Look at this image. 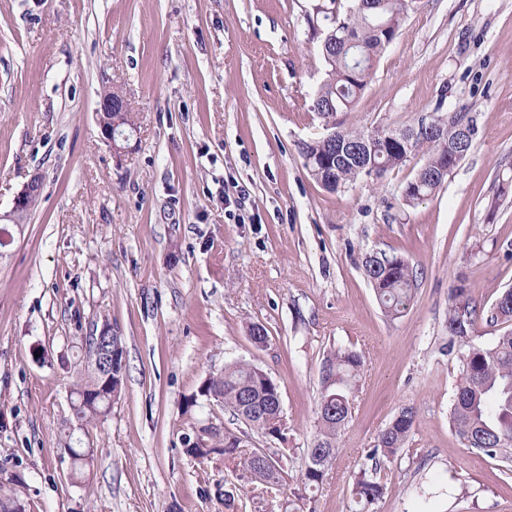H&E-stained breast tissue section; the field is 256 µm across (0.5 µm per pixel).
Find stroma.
Instances as JSON below:
<instances>
[{"label":"stroma","instance_id":"35a3bbf8","mask_svg":"<svg viewBox=\"0 0 512 512\" xmlns=\"http://www.w3.org/2000/svg\"><path fill=\"white\" fill-rule=\"evenodd\" d=\"M319 0H0V214L32 175L42 197L0 247V497L27 512H281L317 430L322 360L365 358L352 418L303 512H350L353 471L401 408L404 451L378 512H512V470L451 432L459 361L452 289L487 308L512 288V0H415L341 129L401 128L465 112L474 146L425 200L402 190L415 155L335 192L301 143L325 134ZM123 94L136 136L114 152L95 108ZM419 271L403 316L381 311L362 261ZM111 323L126 374L107 416L80 426L71 391L82 338ZM268 333L252 343L249 327ZM43 350L36 359L35 350ZM244 360L278 385L281 487L252 498L222 451L185 453L240 424L201 396ZM89 448V476L66 454ZM232 491L233 508L220 493Z\"/></svg>","mask_w":512,"mask_h":512}]
</instances>
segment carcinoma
I'll list each match as a JSON object with an SVG mask.
<instances>
[{
  "label": "carcinoma",
  "mask_w": 512,
  "mask_h": 512,
  "mask_svg": "<svg viewBox=\"0 0 512 512\" xmlns=\"http://www.w3.org/2000/svg\"><path fill=\"white\" fill-rule=\"evenodd\" d=\"M414 0H352L349 9L334 17L335 39L324 42L322 56L325 80L316 94L313 109L324 118L349 109L365 91L375 64L396 37L401 22ZM467 120L464 112L444 118L443 132L430 136L420 130L423 123L406 127L416 136L409 146L398 148L389 143L394 130L387 127L371 132L339 131L340 140L354 144L362 137L375 145L371 161L376 178L402 165L412 155L422 154L426 160L418 180L410 184L404 200L411 204L434 193L445 177L434 173L455 167L453 151L469 153L473 140H460L457 125ZM305 166L324 188L336 191L364 175L355 156L336 159L331 168L320 166L327 154L321 139L300 146ZM364 274L386 316L397 318L407 311L414 299L417 269L399 256L371 254L363 262ZM487 316L491 322H512V296L499 295L488 312L477 308L471 291L463 286L453 289L448 306V353H457L459 380L449 411V425L467 448L512 464V330L483 345L474 336L476 321ZM90 353H83V370L76 376L75 390L92 391L100 384L92 367ZM363 356L351 349H337L324 358L321 369V392L317 403L318 431L313 446L307 449L305 470L301 477L303 490L319 485L333 466L339 452L338 436L351 418V409L361 379ZM202 391L221 397L224 409L241 420L247 428L268 438L275 437L271 421L281 415L276 395L278 385L265 380L259 368L249 362L235 361L224 365V371L206 379ZM414 421L413 409L404 407L381 432L367 457L371 464H361L352 486L355 512H376L385 486L379 472L394 460L408 442ZM243 432L224 429L212 435V447L224 449V463L234 471L247 475L255 491L265 492L269 482L284 480V469L277 451L262 453L246 450Z\"/></svg>",
  "instance_id": "obj_1"
}]
</instances>
